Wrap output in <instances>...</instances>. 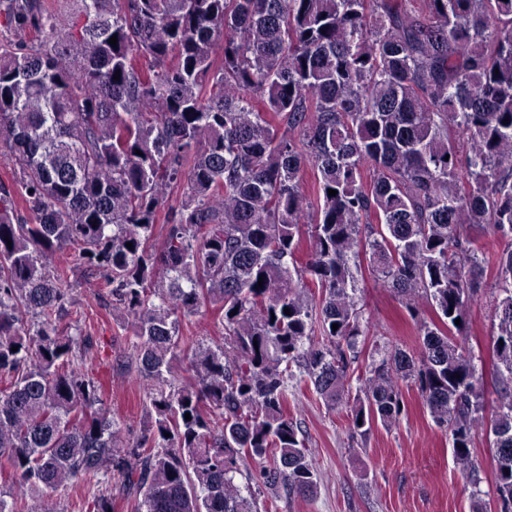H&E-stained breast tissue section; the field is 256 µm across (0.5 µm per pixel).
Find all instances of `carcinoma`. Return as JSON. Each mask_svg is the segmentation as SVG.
<instances>
[{
    "label": "carcinoma",
    "mask_w": 512,
    "mask_h": 512,
    "mask_svg": "<svg viewBox=\"0 0 512 512\" xmlns=\"http://www.w3.org/2000/svg\"><path fill=\"white\" fill-rule=\"evenodd\" d=\"M77 2L63 23L47 0H0L4 32L36 33L0 38V158L16 175L0 185V512H62L79 482L86 512L118 497L259 512L253 483L309 498L293 381L359 435L398 424L414 384L463 471L476 431L490 436L512 512V0ZM473 230L506 245L486 252ZM362 256L435 320L352 394ZM486 268L489 420L455 324ZM75 270L132 332L113 369L149 386V424L127 442L81 369L98 342L78 326Z\"/></svg>",
    "instance_id": "obj_1"
}]
</instances>
